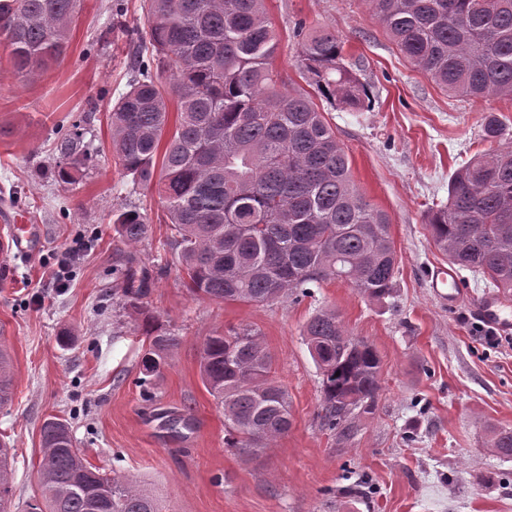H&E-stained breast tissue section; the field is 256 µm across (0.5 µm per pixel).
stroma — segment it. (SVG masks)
I'll use <instances>...</instances> for the list:
<instances>
[{
    "label": "stroma",
    "mask_w": 512,
    "mask_h": 512,
    "mask_svg": "<svg viewBox=\"0 0 512 512\" xmlns=\"http://www.w3.org/2000/svg\"><path fill=\"white\" fill-rule=\"evenodd\" d=\"M279 38L274 65L300 82L296 22L328 28L344 66L363 84L360 110L317 104L344 147L354 183L388 214L398 255L386 303L336 281L301 301L266 304L194 297L163 252L154 191L130 192L115 166L109 112L133 79L145 36L143 0H83L66 55L27 83L15 82L0 46V210L23 211L42 239L34 254L0 253V344L12 355L15 388L0 409V442L13 450L18 512L38 493L41 428L66 420L85 461L140 481L166 512H512V459L485 446L489 429L512 428V337L491 344L473 307L487 284L458 271L464 296L449 307L435 287L447 258L427 229L430 207L446 203L448 180L475 154L512 145V98L448 93L404 58L367 0H267ZM506 127L486 138V116ZM82 124L91 162L74 181L57 176V127ZM147 217L140 263L167 261L147 300L180 336L161 378L142 383L144 316L126 307L115 271L112 213ZM382 359L376 409L347 445L322 429L321 379L301 336L324 306ZM260 330L287 388L293 425L275 445L246 456L224 445V412L200 377L201 345L216 331ZM188 414L191 430L170 437L164 416Z\"/></svg>",
    "instance_id": "1"
}]
</instances>
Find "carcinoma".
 Returning a JSON list of instances; mask_svg holds the SVG:
<instances>
[{"mask_svg":"<svg viewBox=\"0 0 512 512\" xmlns=\"http://www.w3.org/2000/svg\"><path fill=\"white\" fill-rule=\"evenodd\" d=\"M266 0H145L149 63L109 115L115 164L137 187L155 186L183 280L199 299L265 304L308 297L340 280L382 302L394 292L398 256L389 216L355 187L344 147L311 92L281 89L278 40ZM399 52L447 92L470 99L512 96V0H368ZM80 0H0V44L15 78L27 82L66 52ZM305 81L351 108L366 91L342 63L336 34L293 30ZM79 125L61 132L57 176L86 165L76 156ZM120 242L134 247L149 224L118 211ZM428 228L448 263L478 273L512 296V147L475 155L448 181V202ZM121 296L142 309L166 266L148 268L125 252ZM142 373L161 377L180 345L144 317ZM320 372L323 428L349 440L375 411L381 358L347 333L334 307L302 331ZM204 384L224 410L226 444L246 455L288 434V390L251 326L204 339ZM12 358L0 345V408L13 400ZM40 496L27 512H159L153 494L88 466L68 424L44 422ZM487 447L512 458V429L493 428ZM11 462L0 448V512H12Z\"/></svg>","mask_w":512,"mask_h":512,"instance_id":"obj_1","label":"carcinoma"}]
</instances>
